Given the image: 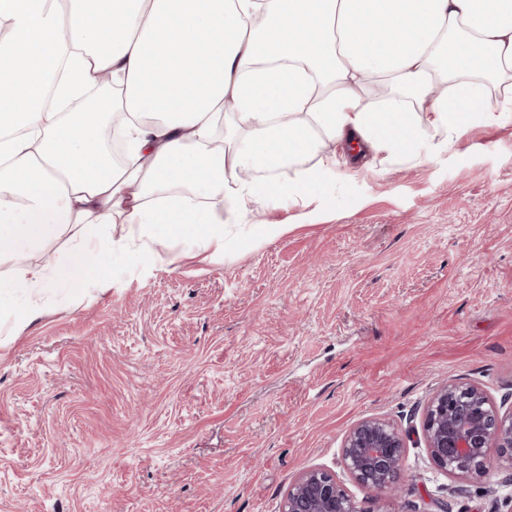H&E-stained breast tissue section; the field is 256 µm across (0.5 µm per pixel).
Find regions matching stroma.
I'll use <instances>...</instances> for the list:
<instances>
[{
  "label": "stroma",
  "mask_w": 512,
  "mask_h": 512,
  "mask_svg": "<svg viewBox=\"0 0 512 512\" xmlns=\"http://www.w3.org/2000/svg\"><path fill=\"white\" fill-rule=\"evenodd\" d=\"M313 218L272 202L223 247L112 244L105 281L0 306V512H279L306 468L341 464L359 420L406 423L442 384L512 411V120L428 162L369 154ZM391 512H512V471L440 474L408 448Z\"/></svg>",
  "instance_id": "obj_1"
}]
</instances>
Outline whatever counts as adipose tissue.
<instances>
[{
  "mask_svg": "<svg viewBox=\"0 0 512 512\" xmlns=\"http://www.w3.org/2000/svg\"><path fill=\"white\" fill-rule=\"evenodd\" d=\"M104 74L124 91L119 165L84 108ZM511 118L512 0H0V263L44 254L0 294L104 279L117 218L141 241H223L205 199L240 220L306 203L335 174L327 145L429 160ZM311 156L285 183L239 178Z\"/></svg>",
  "mask_w": 512,
  "mask_h": 512,
  "instance_id": "adipose-tissue-1",
  "label": "adipose tissue"
}]
</instances>
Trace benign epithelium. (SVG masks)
<instances>
[{"mask_svg": "<svg viewBox=\"0 0 512 512\" xmlns=\"http://www.w3.org/2000/svg\"><path fill=\"white\" fill-rule=\"evenodd\" d=\"M413 435L437 469L448 476L486 472L493 448L512 468V411L500 414L481 386L466 381H451L436 389L423 409L418 430L403 429L382 417L357 422L343 441V468L363 489L378 496L395 495L402 488ZM280 512L361 510L334 474L309 468L290 485Z\"/></svg>", "mask_w": 512, "mask_h": 512, "instance_id": "7a95c632", "label": "benign epithelium"}]
</instances>
